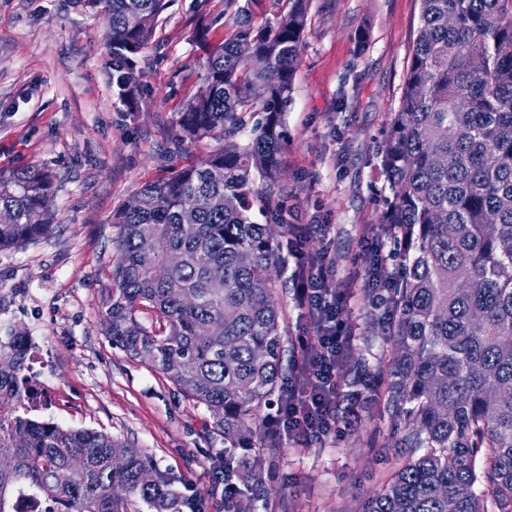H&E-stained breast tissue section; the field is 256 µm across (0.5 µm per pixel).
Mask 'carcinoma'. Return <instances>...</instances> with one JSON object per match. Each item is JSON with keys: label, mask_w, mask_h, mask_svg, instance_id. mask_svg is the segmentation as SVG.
I'll return each mask as SVG.
<instances>
[{"label": "carcinoma", "mask_w": 512, "mask_h": 512, "mask_svg": "<svg viewBox=\"0 0 512 512\" xmlns=\"http://www.w3.org/2000/svg\"><path fill=\"white\" fill-rule=\"evenodd\" d=\"M76 2L101 20L112 84L134 102L135 58L169 0ZM309 8L247 0L234 33L207 46L209 94L186 102L180 128L224 145L115 213L119 258L100 300L112 347L206 409L224 452L248 462L278 447L260 428L272 397L285 403L287 328L270 271L281 261L283 115ZM267 67L280 81L257 97ZM379 158L380 223L398 267L383 329L394 354L385 379L359 361L351 371L368 409L400 423L405 454L365 512H448L450 501L455 512H512V0H420ZM54 194L47 169L0 170V210L15 216L0 223V252L52 232ZM29 354L23 332L0 337V512L26 499L41 512H205L142 449L30 417Z\"/></svg>", "instance_id": "cac0c4a2"}]
</instances>
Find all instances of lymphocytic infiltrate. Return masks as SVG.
<instances>
[{
  "label": "lymphocytic infiltrate",
  "instance_id": "lymphocytic-infiltrate-1",
  "mask_svg": "<svg viewBox=\"0 0 512 512\" xmlns=\"http://www.w3.org/2000/svg\"><path fill=\"white\" fill-rule=\"evenodd\" d=\"M293 278L295 303L315 323L317 333L298 339L303 360L288 382V413L279 426L293 436L319 438L331 426L330 395L354 333L343 323L337 295L327 285L323 256L296 254Z\"/></svg>",
  "mask_w": 512,
  "mask_h": 512
}]
</instances>
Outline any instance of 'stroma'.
Masks as SVG:
<instances>
[{"instance_id":"stroma-1","label":"stroma","mask_w":512,"mask_h":512,"mask_svg":"<svg viewBox=\"0 0 512 512\" xmlns=\"http://www.w3.org/2000/svg\"><path fill=\"white\" fill-rule=\"evenodd\" d=\"M419 0H311L280 155L286 223L308 226L307 252L327 256L332 287L344 293L352 354L386 373L391 343L363 296L372 261L363 228H375L388 186L379 151L396 111L419 22ZM233 29L225 0H171L139 55L137 108L112 85L99 21L76 0H0V169L26 166L57 176L52 234L0 253V336L37 337L29 374L48 394L41 418L93 429L148 452L208 512H226L214 478L224 440L212 418L148 364L112 348L98 300L116 259L115 211L146 182L203 158L216 141H181L178 119L202 88L204 51ZM349 379L332 400L336 417L318 440L263 436L262 489L239 482L251 512H363L401 455L387 418L345 421Z\"/></svg>"}]
</instances>
